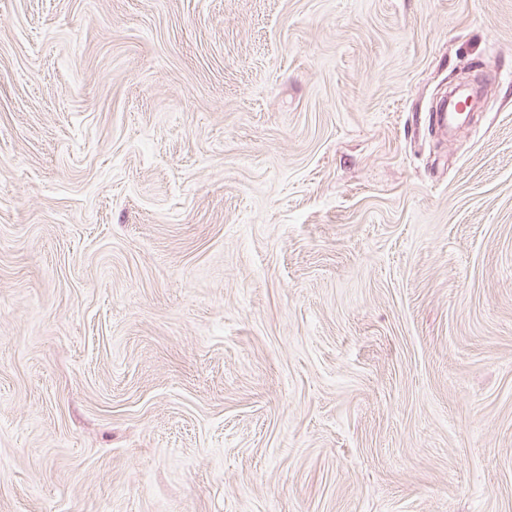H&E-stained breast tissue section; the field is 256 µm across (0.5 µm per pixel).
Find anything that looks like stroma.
Segmentation results:
<instances>
[{
    "label": "stroma",
    "instance_id": "35a3bbf8",
    "mask_svg": "<svg viewBox=\"0 0 512 512\" xmlns=\"http://www.w3.org/2000/svg\"><path fill=\"white\" fill-rule=\"evenodd\" d=\"M0 512H512V0H0Z\"/></svg>",
    "mask_w": 512,
    "mask_h": 512
}]
</instances>
